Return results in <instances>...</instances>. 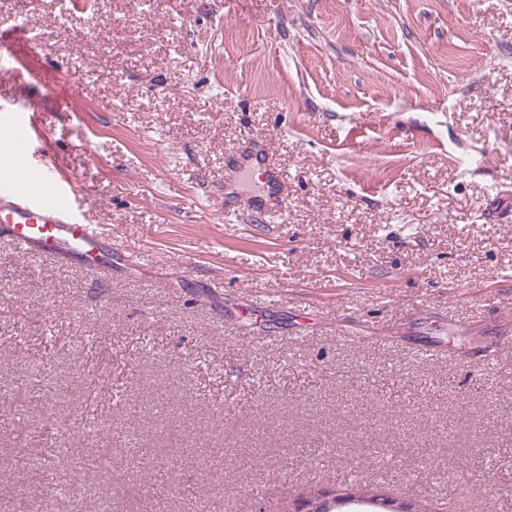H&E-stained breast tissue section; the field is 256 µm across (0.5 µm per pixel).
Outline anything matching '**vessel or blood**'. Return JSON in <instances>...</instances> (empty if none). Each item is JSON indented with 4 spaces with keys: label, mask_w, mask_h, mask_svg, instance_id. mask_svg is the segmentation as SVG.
Instances as JSON below:
<instances>
[{
    "label": "vessel or blood",
    "mask_w": 512,
    "mask_h": 512,
    "mask_svg": "<svg viewBox=\"0 0 512 512\" xmlns=\"http://www.w3.org/2000/svg\"><path fill=\"white\" fill-rule=\"evenodd\" d=\"M32 50L23 31L11 19H0V55L27 54ZM35 130L25 123L0 141V153L11 155L27 146ZM54 166L44 162L40 179L14 172L0 190V237L26 253L74 260L91 271L110 272L113 263L130 262L126 252L106 243L97 228L78 220L68 193L53 184Z\"/></svg>",
    "instance_id": "obj_1"
}]
</instances>
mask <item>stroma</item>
<instances>
[{"instance_id": "35a3bbf8", "label": "stroma", "mask_w": 512, "mask_h": 512, "mask_svg": "<svg viewBox=\"0 0 512 512\" xmlns=\"http://www.w3.org/2000/svg\"><path fill=\"white\" fill-rule=\"evenodd\" d=\"M61 2L0 0L37 50L0 60V109L136 258L105 278L0 240V512H299L355 475L512 512V0Z\"/></svg>"}]
</instances>
